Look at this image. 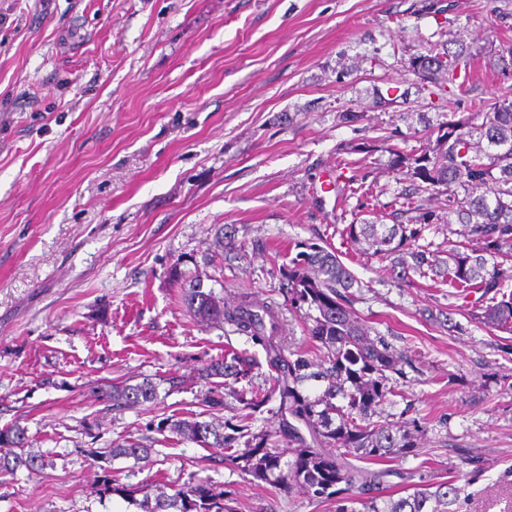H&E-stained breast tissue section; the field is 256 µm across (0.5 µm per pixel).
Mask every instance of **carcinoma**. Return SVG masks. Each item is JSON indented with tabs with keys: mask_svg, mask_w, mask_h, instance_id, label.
Instances as JSON below:
<instances>
[{
	"mask_svg": "<svg viewBox=\"0 0 512 512\" xmlns=\"http://www.w3.org/2000/svg\"><path fill=\"white\" fill-rule=\"evenodd\" d=\"M463 46L420 54L411 67H422L423 79L464 92L460 73L471 65ZM472 118L448 113L434 144L406 153L389 149L391 166L409 181L403 202L392 212L396 222L349 224L348 238L389 261L398 278L409 274L433 276L458 289L463 297L475 293L467 313L470 322L512 333V291L507 270L512 265V94L504 91L482 123L470 131ZM446 196L448 248L434 250L419 244L429 225L441 217L428 207L429 197ZM291 265L281 271L290 310L299 316L313 344L314 357L292 351L281 342L278 306L244 293L233 304L217 300L200 284L189 288L185 301L202 323L224 322L261 346L267 364L277 372L273 384L251 397L237 395L240 411L232 423L166 417L159 428L207 448L224 451V462L260 481L290 492L299 488L333 512H462L463 489L457 480L417 479L418 472L383 467L391 459L416 455L419 428L405 418L408 402L394 420L380 411L387 396L399 395L397 377L408 364L406 352L374 332L353 310L356 290L364 284L346 268L336 251L316 242L301 241ZM258 362L232 353L199 369L202 380L222 379L230 389L246 378ZM324 387L311 395L306 382ZM157 384L149 379L112 384L106 393L115 409L153 404ZM277 401L280 436L288 447L279 449L272 435L251 429L253 416ZM26 429L18 424L0 429V476L41 466L40 457L26 451ZM291 459H285V456ZM150 449L125 440L93 457L109 461H145ZM121 493L140 512H234L224 490L199 482L169 495L149 488H125Z\"/></svg>",
	"mask_w": 512,
	"mask_h": 512,
	"instance_id": "1",
	"label": "carcinoma"
}]
</instances>
